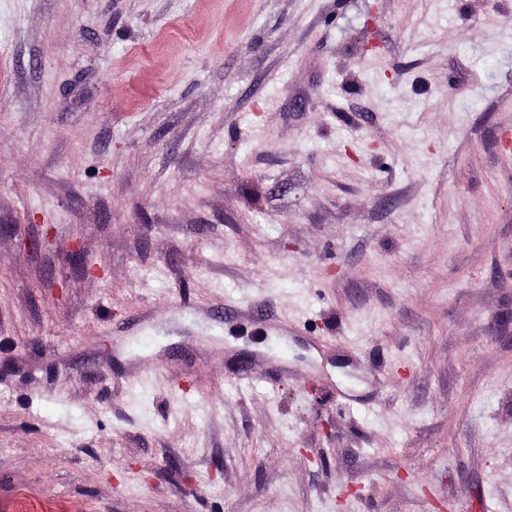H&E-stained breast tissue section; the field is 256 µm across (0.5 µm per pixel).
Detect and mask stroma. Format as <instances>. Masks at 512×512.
Wrapping results in <instances>:
<instances>
[{
    "instance_id": "stroma-1",
    "label": "stroma",
    "mask_w": 512,
    "mask_h": 512,
    "mask_svg": "<svg viewBox=\"0 0 512 512\" xmlns=\"http://www.w3.org/2000/svg\"><path fill=\"white\" fill-rule=\"evenodd\" d=\"M21 501L512 512V0H0Z\"/></svg>"
}]
</instances>
